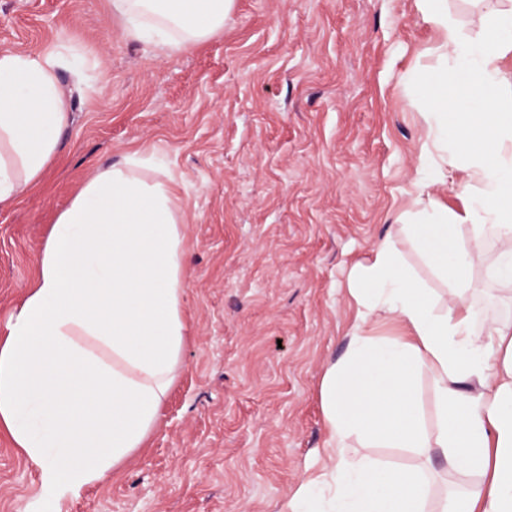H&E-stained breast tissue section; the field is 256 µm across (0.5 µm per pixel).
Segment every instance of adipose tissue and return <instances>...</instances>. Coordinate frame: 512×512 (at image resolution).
<instances>
[{
	"label": "adipose tissue",
	"instance_id": "1",
	"mask_svg": "<svg viewBox=\"0 0 512 512\" xmlns=\"http://www.w3.org/2000/svg\"><path fill=\"white\" fill-rule=\"evenodd\" d=\"M441 58L468 77L465 105L432 100L416 176L434 219L413 224L414 248L448 288L438 307L391 240L352 270L359 310L346 355L320 384L328 462L303 478L280 512H428L432 479L416 468L349 461L346 442L441 455L470 476L437 512H512V317L475 324L470 266L488 242L487 276L512 288V11L462 40L446 0H417ZM129 39L177 53L224 29L234 0H110ZM54 51L0 54V208L37 189L72 122ZM456 142V159L448 144ZM167 172L133 151L96 168L60 213L37 277L0 339V431L40 471L27 512L62 503L121 466L149 437L176 376L186 325L184 213ZM455 185L461 211L431 186ZM396 320L401 335L371 334ZM425 374L435 421L417 390Z\"/></svg>",
	"mask_w": 512,
	"mask_h": 512
}]
</instances>
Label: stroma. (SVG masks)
I'll return each mask as SVG.
<instances>
[{
    "instance_id": "35a3bbf8",
    "label": "stroma",
    "mask_w": 512,
    "mask_h": 512,
    "mask_svg": "<svg viewBox=\"0 0 512 512\" xmlns=\"http://www.w3.org/2000/svg\"><path fill=\"white\" fill-rule=\"evenodd\" d=\"M464 40L512 0H447ZM110 0H0V52L82 54L42 185L0 209V336L52 224L96 167L146 150L180 183L184 319L143 447L65 512H278L327 462L320 384L347 351L355 263L425 218L412 181L439 36L416 0H235L176 54L126 39ZM37 468L0 434V512Z\"/></svg>"
}]
</instances>
